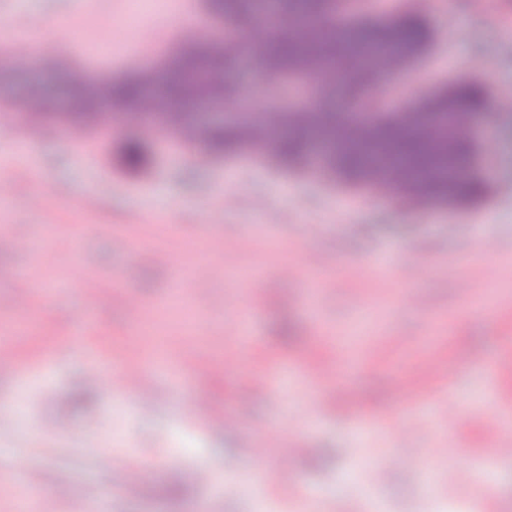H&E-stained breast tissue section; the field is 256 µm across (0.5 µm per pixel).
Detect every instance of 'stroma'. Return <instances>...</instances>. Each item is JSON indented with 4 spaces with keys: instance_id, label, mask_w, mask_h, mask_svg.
<instances>
[{
    "instance_id": "1",
    "label": "stroma",
    "mask_w": 512,
    "mask_h": 512,
    "mask_svg": "<svg viewBox=\"0 0 512 512\" xmlns=\"http://www.w3.org/2000/svg\"><path fill=\"white\" fill-rule=\"evenodd\" d=\"M132 9V0H0V40L10 42L0 52V304L24 329L0 335L12 349L0 411L22 410L0 428V472L22 463L58 512L74 500L86 512H258L281 492L245 488L249 450L295 425V484L310 512H448L453 502L512 512V454L487 455L484 422L492 409L512 429V0H431L434 37L415 74L485 85L480 171L490 191L466 209L423 211L248 152L214 157L136 119L73 143L70 79L159 74L183 45L225 32L199 0H161L133 26ZM107 31L111 54L94 52ZM35 88L47 134L33 140L24 113ZM134 139L145 150L136 168L124 161ZM240 238L247 248H236ZM178 261L212 270L190 325L169 306ZM23 268L32 278L18 277ZM82 280L98 294H81ZM132 337L139 360L165 359L159 395L142 401L102 383L91 406L74 405L92 360L120 368ZM229 356L234 365L213 372ZM331 362L345 387L315 382ZM248 373L261 381L244 405ZM450 392L464 403L453 423L439 409ZM192 396L235 427L184 413ZM383 448L421 458L440 448L445 461L372 472L365 460ZM488 464L498 474L490 483L480 477ZM202 465L236 488L201 480ZM141 467L150 479L126 492L124 473ZM174 483L184 490L176 500L166 495Z\"/></svg>"
}]
</instances>
